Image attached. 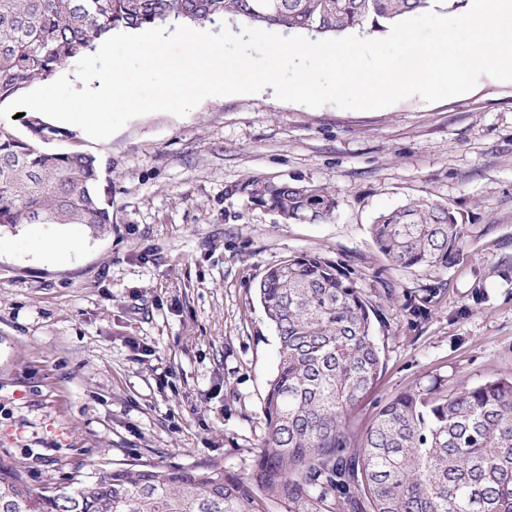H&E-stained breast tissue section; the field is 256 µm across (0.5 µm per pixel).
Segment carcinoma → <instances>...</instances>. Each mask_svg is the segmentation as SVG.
Wrapping results in <instances>:
<instances>
[{
  "mask_svg": "<svg viewBox=\"0 0 512 512\" xmlns=\"http://www.w3.org/2000/svg\"><path fill=\"white\" fill-rule=\"evenodd\" d=\"M435 0H0V103L119 31L242 20L336 36L382 32ZM91 154L47 152L0 125V226L112 224ZM287 223L335 217L323 185L235 186ZM374 242L400 268H448L475 228L445 201L384 211ZM258 297L279 340L267 431L250 473L217 465L103 467L31 488L0 458V512H512V377L404 392L360 433L358 401L383 370L378 309L336 265L300 253L270 267Z\"/></svg>",
  "mask_w": 512,
  "mask_h": 512,
  "instance_id": "carcinoma-1",
  "label": "carcinoma"
}]
</instances>
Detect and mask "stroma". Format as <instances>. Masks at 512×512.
Returning <instances> with one entry per match:
<instances>
[{
  "mask_svg": "<svg viewBox=\"0 0 512 512\" xmlns=\"http://www.w3.org/2000/svg\"><path fill=\"white\" fill-rule=\"evenodd\" d=\"M35 123L42 149L96 157L112 223L0 228V457L32 488L105 464L247 474L278 362L256 288L300 253L335 262L381 308L385 369L359 426L402 392L512 375V83L379 110L268 87L138 116L102 141L29 110L6 125L27 138ZM249 177L328 186L336 216L282 223L235 192ZM415 199L481 228L455 265L403 269L374 245L375 217ZM71 239L78 251L42 249ZM438 283L439 301L411 315Z\"/></svg>",
  "mask_w": 512,
  "mask_h": 512,
  "instance_id": "obj_1",
  "label": "stroma"
}]
</instances>
